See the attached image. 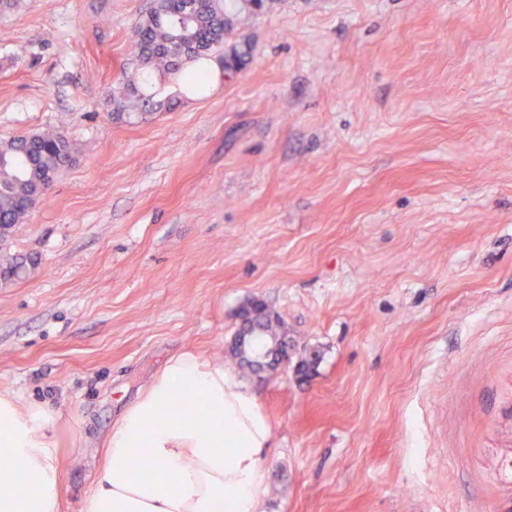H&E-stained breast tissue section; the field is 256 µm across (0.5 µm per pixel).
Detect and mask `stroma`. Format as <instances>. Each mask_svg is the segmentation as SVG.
Wrapping results in <instances>:
<instances>
[{
    "mask_svg": "<svg viewBox=\"0 0 512 512\" xmlns=\"http://www.w3.org/2000/svg\"><path fill=\"white\" fill-rule=\"evenodd\" d=\"M153 3L0 10V139L74 148L0 241V390L60 413L65 512L187 349L270 427L256 512H512V0H260L233 80L119 119ZM238 346L246 353H249L254 363L261 364L270 354L277 350L272 343L266 342L262 336L261 330L256 329L253 333H247L245 336H236Z\"/></svg>",
    "mask_w": 512,
    "mask_h": 512,
    "instance_id": "stroma-1",
    "label": "stroma"
}]
</instances>
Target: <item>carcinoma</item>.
<instances>
[{"mask_svg":"<svg viewBox=\"0 0 512 512\" xmlns=\"http://www.w3.org/2000/svg\"><path fill=\"white\" fill-rule=\"evenodd\" d=\"M246 10L240 0H155L152 9L133 26L132 47L146 74L175 75L188 62L200 66L185 78L187 89L201 92L207 84L205 61H218L232 72L224 60V36ZM151 97L129 82L109 103L121 117L150 105ZM73 147L57 130L0 141V238L16 224L24 222L29 209L44 199L58 174L71 162Z\"/></svg>","mask_w":512,"mask_h":512,"instance_id":"1","label":"carcinoma"}]
</instances>
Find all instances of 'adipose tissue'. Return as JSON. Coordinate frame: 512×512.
Wrapping results in <instances>:
<instances>
[{
    "label": "adipose tissue",
    "mask_w": 512,
    "mask_h": 512,
    "mask_svg": "<svg viewBox=\"0 0 512 512\" xmlns=\"http://www.w3.org/2000/svg\"><path fill=\"white\" fill-rule=\"evenodd\" d=\"M190 409L169 412L174 397ZM59 415L0 391V512H63ZM269 427L224 369L185 350L170 357L105 437L86 512H255Z\"/></svg>",
    "instance_id": "ef3b65f1"
}]
</instances>
